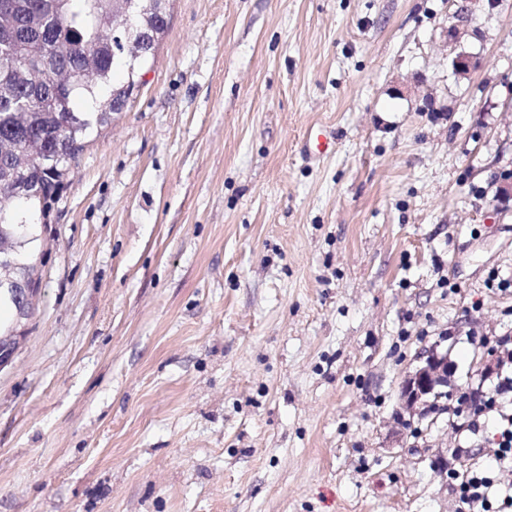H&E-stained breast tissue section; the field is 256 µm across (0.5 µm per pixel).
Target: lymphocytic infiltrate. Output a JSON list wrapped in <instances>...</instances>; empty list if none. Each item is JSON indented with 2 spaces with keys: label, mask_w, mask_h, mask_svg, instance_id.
Masks as SVG:
<instances>
[{
  "label": "lymphocytic infiltrate",
  "mask_w": 512,
  "mask_h": 512,
  "mask_svg": "<svg viewBox=\"0 0 512 512\" xmlns=\"http://www.w3.org/2000/svg\"><path fill=\"white\" fill-rule=\"evenodd\" d=\"M480 345L493 356L495 368L486 383L458 401L456 451L480 447L487 428H494L495 465L455 474L451 485L466 512H512V331L482 337Z\"/></svg>",
  "instance_id": "lymphocytic-infiltrate-1"
}]
</instances>
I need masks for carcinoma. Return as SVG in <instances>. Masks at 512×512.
<instances>
[{
    "mask_svg": "<svg viewBox=\"0 0 512 512\" xmlns=\"http://www.w3.org/2000/svg\"><path fill=\"white\" fill-rule=\"evenodd\" d=\"M169 0H0V310L33 312L31 219L47 214L94 128L127 105L132 73L167 28Z\"/></svg>",
    "mask_w": 512,
    "mask_h": 512,
    "instance_id": "carcinoma-1",
    "label": "carcinoma"
}]
</instances>
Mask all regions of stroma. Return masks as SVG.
<instances>
[{"label": "stroma", "instance_id": "stroma-1", "mask_svg": "<svg viewBox=\"0 0 512 512\" xmlns=\"http://www.w3.org/2000/svg\"><path fill=\"white\" fill-rule=\"evenodd\" d=\"M453 12L171 0L39 228L0 512H461L492 448L454 456L447 398L404 390L432 354L475 388L512 310V0L449 45Z\"/></svg>", "mask_w": 512, "mask_h": 512}]
</instances>
